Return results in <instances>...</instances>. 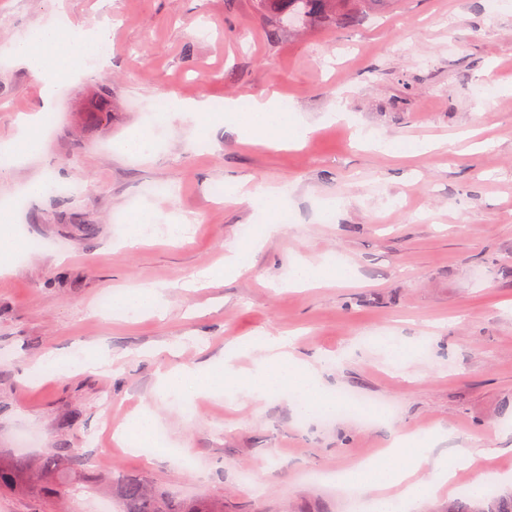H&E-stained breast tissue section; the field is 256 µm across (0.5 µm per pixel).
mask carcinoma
Returning <instances> with one entry per match:
<instances>
[{
    "label": "carcinoma",
    "mask_w": 512,
    "mask_h": 512,
    "mask_svg": "<svg viewBox=\"0 0 512 512\" xmlns=\"http://www.w3.org/2000/svg\"><path fill=\"white\" fill-rule=\"evenodd\" d=\"M375 0H259L258 9L274 33H307L312 30L347 24L357 13L367 12ZM85 112H115L114 102L104 95H90ZM115 471H100L90 460L71 448H57L37 463L0 455V493L28 498L59 497L74 477L84 479L105 495L116 494L123 502L122 512H224V501L203 500L189 508L176 507L169 493L160 486L126 481L116 484ZM448 512H512V494L494 500L475 490L467 493L461 507Z\"/></svg>",
    "instance_id": "carcinoma-1"
}]
</instances>
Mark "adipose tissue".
Returning a JSON list of instances; mask_svg holds the SVG:
<instances>
[{
  "label": "adipose tissue",
  "mask_w": 512,
  "mask_h": 512,
  "mask_svg": "<svg viewBox=\"0 0 512 512\" xmlns=\"http://www.w3.org/2000/svg\"><path fill=\"white\" fill-rule=\"evenodd\" d=\"M107 39L106 29L72 33L64 20L59 19L14 44V53L26 61L32 73L41 80L45 92L37 113L20 122L19 134L12 147L17 157L43 150L42 128L57 83L76 77L91 67H107L108 59L103 54ZM245 133L254 141L267 145H285L307 135L306 130L300 129L296 116L284 111L271 98L255 101L252 112L246 116ZM286 344L282 337L267 339L266 357L249 371L229 365L204 371L182 367L162 372L161 385L166 395L175 398L184 395L187 382L192 380L209 391L231 394L245 390L260 398L284 389L293 393L306 416L334 411L333 401L321 393L315 371L287 352ZM427 469L432 472L431 481L418 480V473ZM449 476V462H432L424 440L417 435L405 434L396 437L385 453L358 471L348 473L345 486L358 512H418L430 490L440 488Z\"/></svg>",
  "instance_id": "obj_1"
}]
</instances>
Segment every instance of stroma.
<instances>
[{"label": "stroma", "mask_w": 512, "mask_h": 512, "mask_svg": "<svg viewBox=\"0 0 512 512\" xmlns=\"http://www.w3.org/2000/svg\"><path fill=\"white\" fill-rule=\"evenodd\" d=\"M102 0H0V145L41 104V81L10 47L66 14L100 24ZM104 70L56 88L42 153L0 165V204L22 245L0 274V452L55 448L168 487L185 505L224 512H353L326 488L401 432L428 435L432 458L486 448L489 478L512 483V0H382L363 21L274 37L257 0H112ZM120 107L98 124L74 105L89 90ZM288 102L310 133L294 148L200 129L185 112L159 129L150 158L118 151L155 104L259 98ZM56 191L30 199L28 184ZM164 193L145 196L148 186ZM281 189V229L240 272L219 268L266 213L211 191ZM158 215L129 249L122 216ZM193 216L188 233L170 225ZM343 267L348 279L288 285L292 269ZM157 289L128 319L108 295ZM405 347L391 366L379 335ZM290 340L337 398L389 415L302 418L292 395L254 399L189 389L176 401L158 373L223 362L250 369L267 337ZM86 349L111 369L62 376L48 356ZM150 413L163 440L148 453L102 434ZM97 495L0 496V512H96Z\"/></svg>", "instance_id": "obj_1"}]
</instances>
